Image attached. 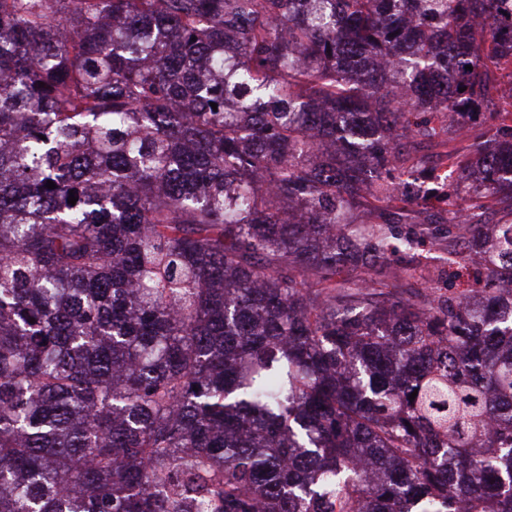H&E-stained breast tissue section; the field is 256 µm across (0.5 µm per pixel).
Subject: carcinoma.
Instances as JSON below:
<instances>
[{"instance_id": "carcinoma-1", "label": "carcinoma", "mask_w": 512, "mask_h": 512, "mask_svg": "<svg viewBox=\"0 0 512 512\" xmlns=\"http://www.w3.org/2000/svg\"><path fill=\"white\" fill-rule=\"evenodd\" d=\"M498 2L0 0V512H512Z\"/></svg>"}]
</instances>
